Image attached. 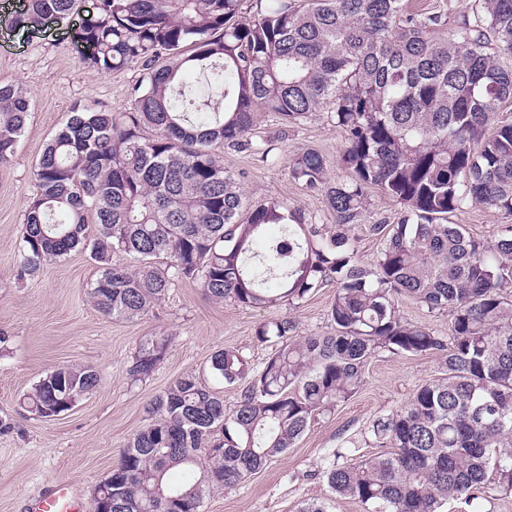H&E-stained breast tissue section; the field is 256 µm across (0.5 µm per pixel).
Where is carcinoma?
Listing matches in <instances>:
<instances>
[{"mask_svg":"<svg viewBox=\"0 0 512 512\" xmlns=\"http://www.w3.org/2000/svg\"><path fill=\"white\" fill-rule=\"evenodd\" d=\"M251 21L242 0H100L76 34L81 60L100 73L146 71L122 112L73 115L34 169L18 273L33 277L83 244L99 265L90 292L104 316L136 321L172 286L192 281L213 300L244 307L303 303L327 284L334 331L299 336L284 316L260 324L274 342L257 364L243 348L211 358V374L238 389L233 406L186 374L150 403L149 422L120 451L95 493L112 486L111 512H204L330 415L363 385L380 351L442 362L440 376L375 419L367 441L390 451L354 460L341 448L321 467L340 499L367 512H444L487 486L512 492V225L484 240L450 221L479 206L512 216V0H478L473 17L442 33V15L405 0H271ZM78 0H27L14 23L67 19ZM196 73L189 87L183 74ZM327 111L345 134L330 162L308 149L290 173L323 196L335 223L317 224L287 203L244 208L227 147L268 163L255 140L266 120L298 126ZM29 103L0 83V163L24 131ZM403 206L394 224L364 222L370 192ZM96 236L87 240L88 219ZM279 238L254 251L267 225ZM367 236L383 240L371 262ZM134 255L132 272L117 261ZM407 297L450 334L411 323ZM167 336L136 349L131 380L166 357ZM100 383L89 367L41 377L20 405L41 418L76 405ZM181 472L172 483L169 473Z\"/></svg>","mask_w":512,"mask_h":512,"instance_id":"carcinoma-1","label":"carcinoma"}]
</instances>
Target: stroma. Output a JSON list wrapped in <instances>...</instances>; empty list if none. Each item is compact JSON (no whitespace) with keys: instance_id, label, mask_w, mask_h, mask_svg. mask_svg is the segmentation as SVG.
Wrapping results in <instances>:
<instances>
[{"instance_id":"stroma-1","label":"stroma","mask_w":512,"mask_h":512,"mask_svg":"<svg viewBox=\"0 0 512 512\" xmlns=\"http://www.w3.org/2000/svg\"><path fill=\"white\" fill-rule=\"evenodd\" d=\"M18 6L19 0H0V82L18 85L30 102L15 153L0 164V422L6 424L0 429V512H26L27 501L50 482L74 484L91 497L128 438L147 423L150 400L173 380L205 374L211 356L228 347L247 349L262 362L275 346L256 344L253 335L259 324L273 319L293 318L302 336L331 331L327 310L336 294L329 284L297 308H252L212 300L198 284L182 282L148 316L131 322L105 317L91 303L99 267L89 250L76 249L44 265L35 277L19 278L25 202L37 191L33 171L46 144L76 105L124 111L143 73L129 67L101 74L81 61L74 31L96 0H81L67 21L35 31L11 28ZM343 144V131L319 112L270 141V163L229 148L221 157L225 168L243 175L247 203L279 198L316 223L330 224L334 217L324 198L295 182L290 169L303 150H318L332 160ZM511 220L475 206L453 217L466 234L488 240ZM159 334L172 339L165 359L148 379L132 382L128 368L139 342ZM71 364L98 371L99 387L55 417L20 408V398L40 377ZM437 374L435 358L376 353L354 396L334 414L318 418L294 447L236 488L214 491L206 512H298L313 500L327 503L330 512H364L359 503L335 498L319 473L325 458L351 441L372 455L363 444L372 421L403 405Z\"/></svg>"}]
</instances>
